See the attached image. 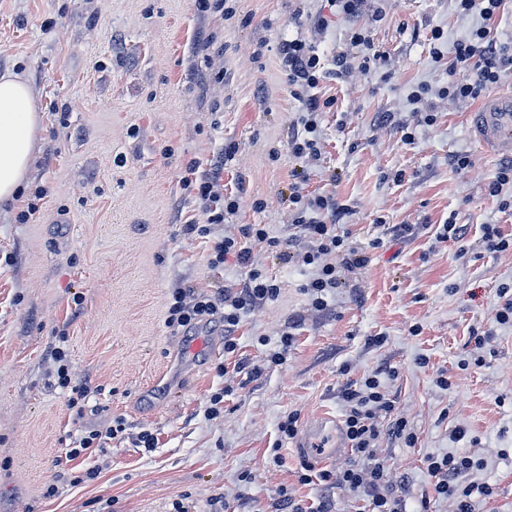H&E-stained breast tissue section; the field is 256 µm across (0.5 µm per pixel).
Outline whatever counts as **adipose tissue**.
<instances>
[{"mask_svg": "<svg viewBox=\"0 0 512 512\" xmlns=\"http://www.w3.org/2000/svg\"><path fill=\"white\" fill-rule=\"evenodd\" d=\"M41 127L34 87L19 74L0 73V205L15 202L20 194Z\"/></svg>", "mask_w": 512, "mask_h": 512, "instance_id": "adipose-tissue-1", "label": "adipose tissue"}]
</instances>
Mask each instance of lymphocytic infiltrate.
<instances>
[{"label": "lymphocytic infiltrate", "instance_id": "1", "mask_svg": "<svg viewBox=\"0 0 512 512\" xmlns=\"http://www.w3.org/2000/svg\"><path fill=\"white\" fill-rule=\"evenodd\" d=\"M455 2L460 13L479 14L481 23L456 43L454 54L449 58L437 46L442 37L441 30L432 29L431 39L436 43L432 56L435 61H447L450 80L446 86L436 90L421 86L413 91L412 101L427 124L434 121L437 101L478 98L482 91L512 75V53L499 47L492 35L493 25L504 11L507 0ZM280 54L288 68L292 96L300 102L302 112L300 123L303 131L292 135L291 152L301 160L317 158L321 153L316 136L319 116L336 103L335 98L318 94L322 78L328 75L345 78L355 62H362L368 67L385 61L387 55L377 49L370 28L363 26L351 29L349 48L337 54L332 71L324 70L314 46L303 39L283 42ZM460 72L468 73V81H456L455 76ZM235 152L232 146L223 149L222 160L211 164L207 172L186 178V187L193 189L206 216L205 223L188 225V232L209 235L212 225L223 223L226 216L235 214L236 200H225L219 191L224 173L223 160L234 156ZM289 202L294 212V238L307 244L304 251L296 253L295 259L317 269L315 277L304 285L303 290L309 297L311 308L322 311L327 307V293L342 287L347 272L365 267L369 258L361 248L352 245L348 234L339 230L347 213L346 205L330 195H305L298 181L292 184ZM256 243L267 244L276 250L281 247L280 241L269 239L261 224L240 225L237 236L215 242L210 265L217 268L227 261H235L247 268V278L236 291L218 296L184 288L173 289L165 320L167 327L188 331L204 322L222 323L224 351L228 354L235 352L237 344L233 335L242 314L274 299L280 292L276 279L253 266L252 246ZM340 398L345 407L343 427L353 463L335 472H322L319 478L337 488L362 493L370 512H406V488L387 481L386 460L380 441L386 437L411 448L417 441L416 433L407 420L395 415L394 402L379 374L347 382L340 389ZM425 466L435 493L452 499L456 512H472L473 492H480L486 497L493 494L490 486L477 488L468 482V475L483 466L482 460L473 455L453 452L430 455L425 459Z\"/></svg>", "mask_w": 512, "mask_h": 512}]
</instances>
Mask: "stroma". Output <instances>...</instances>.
Returning <instances> with one entry per match:
<instances>
[{"label": "stroma", "mask_w": 512, "mask_h": 512, "mask_svg": "<svg viewBox=\"0 0 512 512\" xmlns=\"http://www.w3.org/2000/svg\"><path fill=\"white\" fill-rule=\"evenodd\" d=\"M224 2L232 15L197 0H0V71L23 74L43 113L28 185L0 208V512H174L177 501L185 512H273L284 489L361 512L353 493L298 483L297 440L284 442L281 466L266 459L288 413H299L302 434L325 416L342 421L340 387L385 366L395 371L384 383L396 411L418 434L412 448L382 443L389 482L408 483V512L424 499L428 512H455L423 464L449 451L484 461L470 479L494 494L474 497L475 512H512V327L495 321L512 252H488L480 240L485 224L512 234V206H499L512 188L498 198L485 191L501 160L468 134L474 101H438L428 125L410 97L415 85L448 81L446 62L431 57L432 29L443 28L449 57L476 16L459 15L454 0H386L377 23L331 12L326 0ZM319 15L327 26L317 34ZM356 24L372 28L388 61L321 82L336 104L320 116L319 160L301 161L289 146L300 112L279 46L310 40L329 63ZM402 122L414 144L401 142ZM230 143L224 194L239 208L209 236L187 232L204 216L181 178ZM454 155L469 167L452 169ZM296 171L305 193L348 205L344 230L368 266L348 273L317 313L302 291L311 269L254 245V265L280 281L279 295L242 317L234 353L190 351L224 329L167 328L172 289L237 288L246 269L212 267L209 254L238 225L262 224L287 241ZM32 201L36 212L19 223ZM452 214L467 227L464 243L436 242ZM395 224L415 231L397 238ZM474 329L488 337L483 348L469 341ZM286 332V361L269 364ZM56 347L87 386L81 410L57 385ZM441 372L451 388L435 384ZM227 386L223 413L209 417L210 396ZM116 418L126 430L112 439ZM457 427L464 437L453 438ZM92 429L104 434L101 452L70 459L75 438ZM146 430L156 438L150 452L139 445ZM91 468L98 477L84 480Z\"/></svg>", "instance_id": "stroma-1"}]
</instances>
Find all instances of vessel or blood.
<instances>
[{"mask_svg":"<svg viewBox=\"0 0 512 512\" xmlns=\"http://www.w3.org/2000/svg\"><path fill=\"white\" fill-rule=\"evenodd\" d=\"M468 129L478 147L497 156L512 159V92L493 93L483 98L469 114ZM298 450L306 458L331 461L345 454L348 445L343 432H336L330 444L303 439Z\"/></svg>","mask_w":512,"mask_h":512,"instance_id":"b4317fda","label":"vessel or blood"}]
</instances>
